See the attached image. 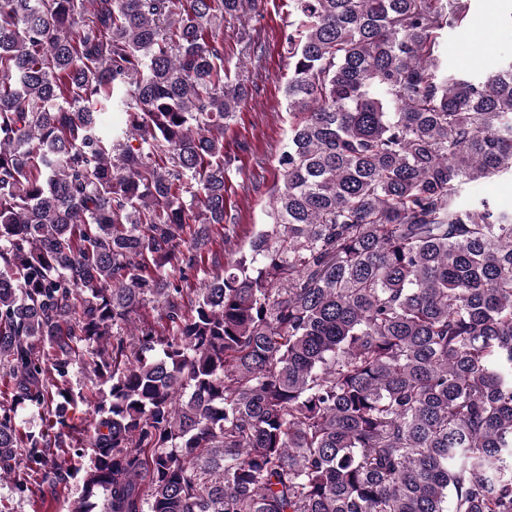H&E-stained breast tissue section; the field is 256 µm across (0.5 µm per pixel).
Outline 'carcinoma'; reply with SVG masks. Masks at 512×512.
Instances as JSON below:
<instances>
[{
  "instance_id": "carcinoma-1",
  "label": "carcinoma",
  "mask_w": 512,
  "mask_h": 512,
  "mask_svg": "<svg viewBox=\"0 0 512 512\" xmlns=\"http://www.w3.org/2000/svg\"><path fill=\"white\" fill-rule=\"evenodd\" d=\"M470 2L288 0L283 185L226 261L224 130L251 83L224 24L261 0H0V490L512 512V211L461 201L512 179V62L448 71ZM149 301L171 334L121 335ZM73 364L102 386L87 460ZM23 406L41 427L19 432Z\"/></svg>"
}]
</instances>
